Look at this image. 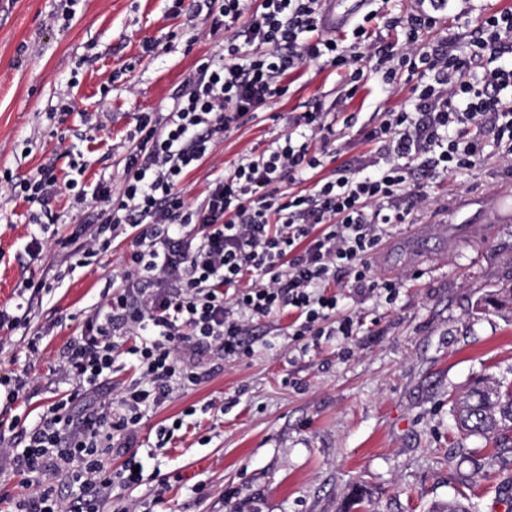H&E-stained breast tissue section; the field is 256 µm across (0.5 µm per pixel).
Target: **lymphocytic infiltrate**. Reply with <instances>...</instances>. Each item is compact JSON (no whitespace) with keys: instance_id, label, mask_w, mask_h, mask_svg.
Masks as SVG:
<instances>
[{"instance_id":"lymphocytic-infiltrate-1","label":"lymphocytic infiltrate","mask_w":512,"mask_h":512,"mask_svg":"<svg viewBox=\"0 0 512 512\" xmlns=\"http://www.w3.org/2000/svg\"><path fill=\"white\" fill-rule=\"evenodd\" d=\"M323 5L209 0L211 31L228 33L222 50L174 88L167 111L139 116L120 188L95 185L100 208L64 254L87 267L114 238L131 237L122 273L107 279L62 367L71 393L37 421L16 415L0 429V458L34 487L16 497L0 494L10 512H104L109 504L114 512H136L134 503H113L112 492L143 481L130 446L144 412L175 388L201 383L189 350L206 348L220 360L247 356L249 320L283 310L293 314L294 342L351 336L354 320L340 315V297L328 288L344 279L357 290L396 294L395 281L375 277L370 258L390 227L407 223L406 200L429 202L415 167L446 177L476 167L486 144L468 130L484 123L495 127L500 157L512 166V65L472 67L485 53L512 54V12L484 16L467 47L452 36L424 47L421 36L438 23L435 9L387 18V31H399L400 40L360 23L347 43L328 29ZM308 63L344 71V101L372 76L390 85L407 72L413 107L364 125L352 114L338 123L326 112L304 113L259 154L217 175L200 204L189 203L185 175L241 119L284 96L288 74ZM343 126L381 144V159L371 167H336L305 192L281 191L282 178L302 180L323 167L325 155L339 153ZM57 282L47 272L28 282L27 298L14 310L0 309V336L29 329L32 310ZM123 356L137 377L121 387L116 403L98 402ZM114 453L124 462L111 471L101 459ZM59 473L74 487L71 498L48 482Z\"/></svg>"}]
</instances>
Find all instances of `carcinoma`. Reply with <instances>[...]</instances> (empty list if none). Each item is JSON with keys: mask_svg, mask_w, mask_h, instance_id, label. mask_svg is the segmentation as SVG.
<instances>
[{"mask_svg": "<svg viewBox=\"0 0 512 512\" xmlns=\"http://www.w3.org/2000/svg\"><path fill=\"white\" fill-rule=\"evenodd\" d=\"M476 309L496 313L512 321V278L481 296ZM458 434L466 439L482 436L501 450L512 452V379H475L453 399ZM433 512H474L465 494L439 505Z\"/></svg>", "mask_w": 512, "mask_h": 512, "instance_id": "carcinoma-1", "label": "carcinoma"}]
</instances>
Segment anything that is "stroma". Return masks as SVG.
<instances>
[{"label":"stroma","mask_w":512,"mask_h":512,"mask_svg":"<svg viewBox=\"0 0 512 512\" xmlns=\"http://www.w3.org/2000/svg\"><path fill=\"white\" fill-rule=\"evenodd\" d=\"M505 10L512 0H448L422 41L463 34ZM225 37L209 30L198 0H0V177H35L49 166L56 179L42 202L0 180V308L15 307L23 282L44 269L61 275L29 329L39 356L26 358L15 339L0 344V368L31 381L18 400L31 416L66 393V347L129 246L118 238L97 264H62L58 243L83 219L68 180L90 191L117 178L140 113L167 108L174 87ZM147 41L160 44L149 57ZM342 81L315 64L289 75L285 96L219 139L185 176L188 201L287 132L290 119L329 109ZM411 97L405 75L392 86L374 77L343 111L372 121ZM420 183L431 210L392 227L371 258L377 277L399 283L395 301L341 291L342 314L359 321L355 336H324L302 352L288 337L290 313L253 320L251 356L219 366L198 356L209 377L143 416L133 447L144 480L122 492L139 512H429L460 492L476 512H512L499 491L512 480V453L459 439L451 403L474 378H512V323L476 309L512 274V173L492 153L464 175L425 174ZM43 210L50 225L32 262L23 247L31 214ZM190 406L194 415L184 416ZM177 416L182 428L158 444V428Z\"/></svg>","instance_id":"obj_1"}]
</instances>
